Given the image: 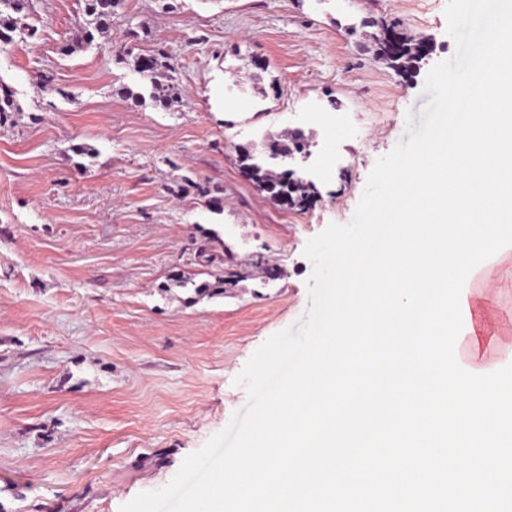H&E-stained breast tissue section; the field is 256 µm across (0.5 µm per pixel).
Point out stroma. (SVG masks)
<instances>
[{
    "instance_id": "1",
    "label": "stroma",
    "mask_w": 512,
    "mask_h": 512,
    "mask_svg": "<svg viewBox=\"0 0 512 512\" xmlns=\"http://www.w3.org/2000/svg\"><path fill=\"white\" fill-rule=\"evenodd\" d=\"M32 2L36 37L0 50L19 105L0 118V512H120L245 407L235 377L307 311L304 247L351 221L429 101L448 0H121L90 43L83 0ZM377 25L429 49L420 70L381 60ZM160 55L165 108L131 64ZM286 130L314 142L303 211L239 161ZM481 291L498 340L480 355L502 363L512 262Z\"/></svg>"
}]
</instances>
